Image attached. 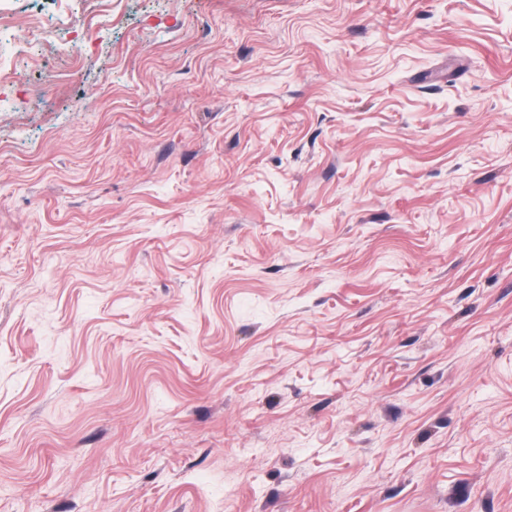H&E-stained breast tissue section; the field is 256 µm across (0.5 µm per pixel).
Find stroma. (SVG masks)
<instances>
[{
	"mask_svg": "<svg viewBox=\"0 0 512 512\" xmlns=\"http://www.w3.org/2000/svg\"><path fill=\"white\" fill-rule=\"evenodd\" d=\"M0 512H512V0H0Z\"/></svg>",
	"mask_w": 512,
	"mask_h": 512,
	"instance_id": "stroma-1",
	"label": "stroma"
}]
</instances>
